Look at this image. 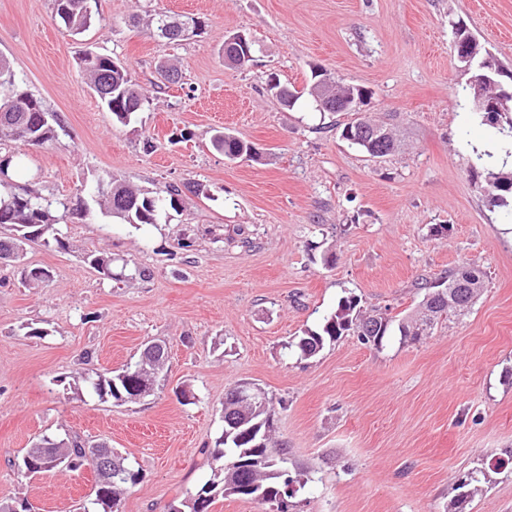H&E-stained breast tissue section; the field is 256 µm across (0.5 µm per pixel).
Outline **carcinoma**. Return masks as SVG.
Segmentation results:
<instances>
[{
    "label": "carcinoma",
    "mask_w": 512,
    "mask_h": 512,
    "mask_svg": "<svg viewBox=\"0 0 512 512\" xmlns=\"http://www.w3.org/2000/svg\"><path fill=\"white\" fill-rule=\"evenodd\" d=\"M87 0H54V18L73 34L87 31L95 22V13L86 9ZM187 19L185 15L158 13L147 21V25L157 36L171 43L176 38L165 34L177 22ZM80 67L98 95L102 104L111 112L112 119L127 125L132 116L149 104L145 96L132 82L127 67L118 59L88 47L80 58ZM46 114L41 100L34 97L24 87L10 63L0 59V138L6 137L20 147L11 156L5 157L0 164V224L9 226V234L0 235V254L14 253L17 261H22L26 246L40 242L41 245L55 250L65 251L70 247L68 239L56 228L59 221L66 217H84L88 215L87 204L71 207L64 201L47 199L29 189L16 191L13 175L24 168L29 152L37 150L57 137L52 123H42ZM341 137L361 152L373 157H385L397 148V140L390 128L368 118L354 120L344 125ZM212 146L224 152L229 159L253 160L257 153L253 146L231 133L217 132L211 140ZM486 193L491 206H505L512 199V170H486ZM167 198H152L141 190L112 177L99 178L88 188V196L100 211L117 218L125 224L139 228L142 224H156L165 213V208H177L182 190L177 185L167 187ZM89 265L100 274L112 277V256L103 253H91L86 257ZM484 286L483 274L474 268H463L425 283L418 315L403 319H393L386 313L358 308L359 302L353 297L341 300L337 309L324 317L318 330H306L303 335L287 342L286 348L292 350L300 359H309L316 355L315 349H323L325 344L333 343L343 336L354 334L363 336V325L367 321H376L375 335L384 346L393 331H398L401 339L417 341L428 335L434 322L464 311L477 297ZM156 378L150 367L140 369L138 365H128L112 372L106 377H86L84 382L101 400H112L117 405L127 403L132 390L140 386L153 384ZM273 398L268 396L262 404L245 405L239 411L245 420L233 435L226 438L218 434L209 448V455L216 462L210 478L197 487L212 493L217 490L224 496H236L240 499L258 501L274 505L277 490L282 488L286 475L282 474L287 463L284 448L270 446L271 437H263L265 423L274 418ZM55 439L44 437L38 443L26 449L18 464V472L26 476V471L36 469L42 462V451L53 447ZM86 441L79 437L66 439L61 453L71 460V467L80 468L89 463L84 448ZM241 465L236 466L234 462ZM116 467L121 477L112 479L104 495H95L89 502V512H114L112 507L121 504V497L141 480L140 470L126 462V458L116 456ZM479 478L471 475L461 482V492L456 495L454 512H464L469 503L470 491L466 487Z\"/></svg>",
    "instance_id": "1"
}]
</instances>
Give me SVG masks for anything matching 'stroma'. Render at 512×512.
I'll return each instance as SVG.
<instances>
[{
	"instance_id": "1",
	"label": "stroma",
	"mask_w": 512,
	"mask_h": 512,
	"mask_svg": "<svg viewBox=\"0 0 512 512\" xmlns=\"http://www.w3.org/2000/svg\"><path fill=\"white\" fill-rule=\"evenodd\" d=\"M98 11L73 36L52 0H0V57L60 121L16 183L75 204L109 175L154 197L179 185L182 204L138 230L97 210L69 219V250L26 248V265L51 272L39 288L0 264V503L80 512L91 466L17 471L42 436H77L141 470L121 512H170L209 479L224 396L247 380L272 396L273 444L306 481L293 512H450L479 471L467 512H512V205L491 206L477 174L478 153L502 143L466 90L452 32L461 23L512 69V0H99ZM161 12L202 28L165 43L146 26ZM239 31L254 41L244 69L222 54ZM91 46L150 98L129 125L88 86L78 59ZM165 63L180 83H164ZM316 70L370 92L364 113L393 130L395 153L342 140L353 113L306 98L288 108L267 87L272 75L303 88ZM222 128L258 160L214 150ZM98 251L142 276L106 278L86 261ZM462 267L483 272L481 295L420 341L378 350L349 335L307 360L283 348L346 296L414 315L420 282ZM150 340L169 353L154 393L120 406L89 393L82 376L136 363ZM185 388L195 404H180Z\"/></svg>"
}]
</instances>
